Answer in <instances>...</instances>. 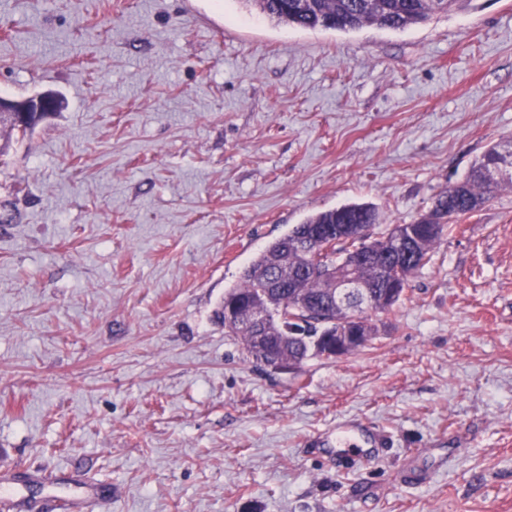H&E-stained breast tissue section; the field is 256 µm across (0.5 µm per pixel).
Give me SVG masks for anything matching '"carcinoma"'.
Instances as JSON below:
<instances>
[{"instance_id": "carcinoma-1", "label": "carcinoma", "mask_w": 512, "mask_h": 512, "mask_svg": "<svg viewBox=\"0 0 512 512\" xmlns=\"http://www.w3.org/2000/svg\"><path fill=\"white\" fill-rule=\"evenodd\" d=\"M266 16L302 29L355 31L366 25L389 30H405L429 20L434 14L448 10L454 0H242ZM506 156L492 147L476 160L467 174L435 200L429 215L442 220L440 232L433 233L425 223L396 224L387 234L364 242L342 231L344 224H377L380 214L369 203H352L318 212L303 223L294 225L286 234L273 240L244 269L238 285L224 293V304L241 302L265 306L257 297L269 275L279 279L274 298L282 311L267 315L265 337L277 344L276 354L285 367L302 364L309 358H332L337 347L332 337L345 331L348 313L329 303L331 278L344 272L352 250L365 248L385 254L387 263L372 262L357 271L353 288H365L376 304L358 310L357 325L363 339L344 347V351L366 346L375 335L371 314L392 310L405 296L404 288H389L429 260V253L444 235L453 230L451 221L478 211L493 198L498 187L512 184V167L502 168ZM322 226L338 229L331 242L318 245L311 241L313 231ZM408 236L413 230L418 264L409 267L400 262L395 245V230ZM224 331L242 341L247 354L258 360L256 337L251 328L226 322L224 310L217 311Z\"/></svg>"}]
</instances>
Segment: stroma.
Segmentation results:
<instances>
[{"label": "stroma", "instance_id": "obj_1", "mask_svg": "<svg viewBox=\"0 0 512 512\" xmlns=\"http://www.w3.org/2000/svg\"><path fill=\"white\" fill-rule=\"evenodd\" d=\"M0 467L112 512H512V186L456 221L368 348L292 370L225 335L226 288L320 211L382 236L512 145V0L404 31L241 0H0ZM359 422L365 466L313 447ZM57 100L50 94H38L23 100H12L0 97L1 112H30L31 114L19 122H11L9 118L4 117L3 125H8L11 129L17 130L24 137L35 126V112H54ZM3 115V113H1ZM112 504V485L88 480L78 497H55L51 501L53 512H106Z\"/></svg>", "mask_w": 512, "mask_h": 512}]
</instances>
